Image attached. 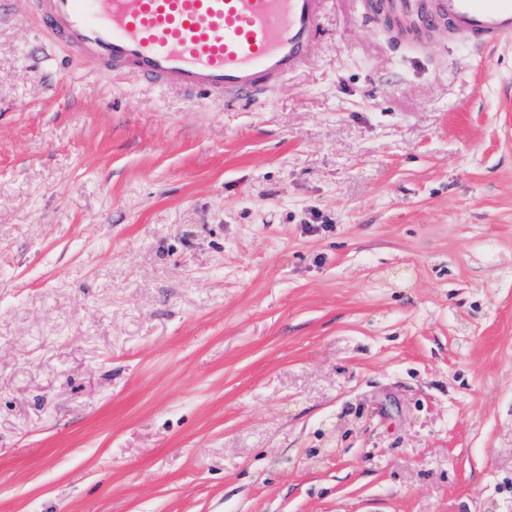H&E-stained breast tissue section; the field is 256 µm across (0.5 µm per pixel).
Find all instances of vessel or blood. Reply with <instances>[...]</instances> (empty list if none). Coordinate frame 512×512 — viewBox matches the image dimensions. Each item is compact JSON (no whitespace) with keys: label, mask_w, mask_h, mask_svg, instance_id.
<instances>
[{"label":"vessel or blood","mask_w":512,"mask_h":512,"mask_svg":"<svg viewBox=\"0 0 512 512\" xmlns=\"http://www.w3.org/2000/svg\"><path fill=\"white\" fill-rule=\"evenodd\" d=\"M329 0H34L54 38L100 69L156 86L264 105L304 64ZM439 27L490 52L512 40V0H407Z\"/></svg>","instance_id":"obj_1"}]
</instances>
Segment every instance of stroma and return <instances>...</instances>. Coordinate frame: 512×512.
I'll use <instances>...</instances> for the list:
<instances>
[{"label":"stroma","mask_w":512,"mask_h":512,"mask_svg":"<svg viewBox=\"0 0 512 512\" xmlns=\"http://www.w3.org/2000/svg\"><path fill=\"white\" fill-rule=\"evenodd\" d=\"M367 8L256 107L0 0V512H512V42Z\"/></svg>","instance_id":"stroma-1"}]
</instances>
